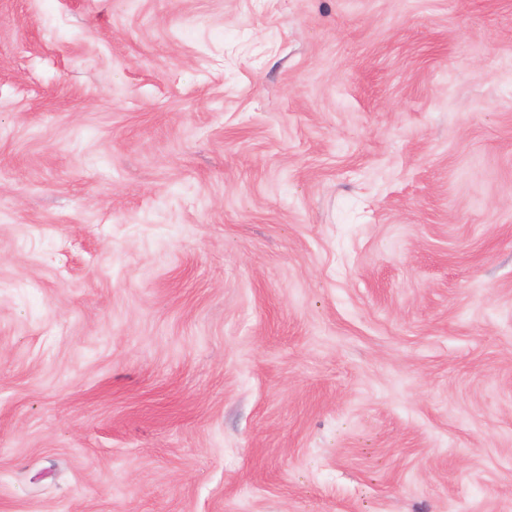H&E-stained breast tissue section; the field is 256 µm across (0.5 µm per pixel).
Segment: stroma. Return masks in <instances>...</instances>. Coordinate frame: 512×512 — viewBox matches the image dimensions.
Masks as SVG:
<instances>
[{
	"label": "stroma",
	"instance_id": "1",
	"mask_svg": "<svg viewBox=\"0 0 512 512\" xmlns=\"http://www.w3.org/2000/svg\"><path fill=\"white\" fill-rule=\"evenodd\" d=\"M0 512H512V0H0Z\"/></svg>",
	"mask_w": 512,
	"mask_h": 512
}]
</instances>
